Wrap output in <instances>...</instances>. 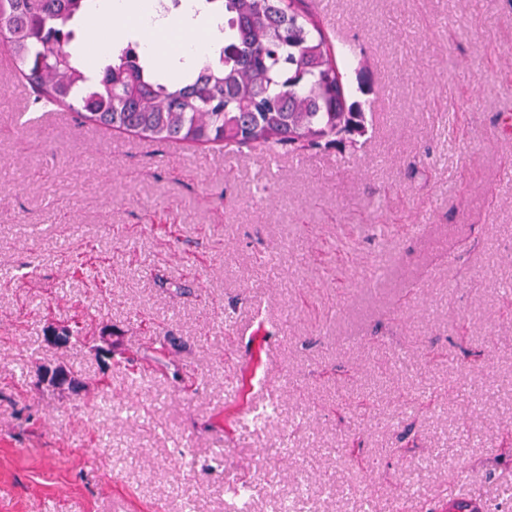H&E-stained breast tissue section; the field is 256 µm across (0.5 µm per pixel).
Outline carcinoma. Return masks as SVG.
Returning <instances> with one entry per match:
<instances>
[{"instance_id": "cac0c4a2", "label": "carcinoma", "mask_w": 512, "mask_h": 512, "mask_svg": "<svg viewBox=\"0 0 512 512\" xmlns=\"http://www.w3.org/2000/svg\"><path fill=\"white\" fill-rule=\"evenodd\" d=\"M217 27L216 49L195 69L172 74L147 62L134 40L111 45L96 68L80 43L88 0H0V46L15 60L34 103L66 106L90 123L159 141L220 144L226 151L283 147L295 153L365 130V112L348 102L317 17L304 0H204ZM72 344L96 336L69 324ZM179 347L170 334L150 341L151 356L119 352L130 367L150 358L162 368Z\"/></svg>"}]
</instances>
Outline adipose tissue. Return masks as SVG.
Masks as SVG:
<instances>
[{
	"label": "adipose tissue",
	"instance_id": "obj_1",
	"mask_svg": "<svg viewBox=\"0 0 512 512\" xmlns=\"http://www.w3.org/2000/svg\"><path fill=\"white\" fill-rule=\"evenodd\" d=\"M182 11L167 17L159 16L149 0H90L93 16L113 19L116 34L135 32L142 39L146 52H153L152 36L159 31L173 30L180 36L181 70H189L197 59L210 54L212 20L201 10V0H182Z\"/></svg>",
	"mask_w": 512,
	"mask_h": 512
}]
</instances>
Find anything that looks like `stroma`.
<instances>
[{"instance_id": "obj_1", "label": "stroma", "mask_w": 512, "mask_h": 512, "mask_svg": "<svg viewBox=\"0 0 512 512\" xmlns=\"http://www.w3.org/2000/svg\"><path fill=\"white\" fill-rule=\"evenodd\" d=\"M310 7L367 132L300 155L38 110L0 64V512H227L244 479L252 512H512V0ZM46 304L172 332L197 392L48 348ZM37 374L40 380V386L48 390H62L71 383V378L65 368L61 366L42 365ZM446 502L447 510L452 512H483L486 510L482 499L471 493L455 494L444 503Z\"/></svg>"}]
</instances>
